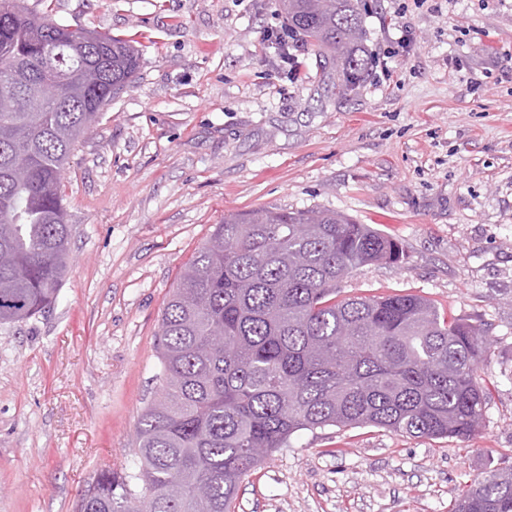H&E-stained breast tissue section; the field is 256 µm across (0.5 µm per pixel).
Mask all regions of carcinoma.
I'll use <instances>...</instances> for the list:
<instances>
[{
    "mask_svg": "<svg viewBox=\"0 0 512 512\" xmlns=\"http://www.w3.org/2000/svg\"><path fill=\"white\" fill-rule=\"evenodd\" d=\"M294 41L320 77L353 91L368 75L361 0H279ZM49 31L51 61L69 73L61 103L34 111L14 92L0 112V325L26 323L57 299L70 260L63 172L81 136L132 83L129 41L69 28L21 0H0V75H37L46 59L28 37ZM15 167L25 180L11 178ZM403 250L367 224L329 210L224 216L172 288L160 324L161 393L137 427L139 471L101 468L75 512H230L253 449L288 447L301 430L371 425L428 438L469 439L488 395L475 378L481 326L448 318L409 294L339 297L353 271L400 262ZM224 337L213 344V333ZM144 482L136 496L129 483ZM452 512H512V469L460 494Z\"/></svg>",
    "mask_w": 512,
    "mask_h": 512,
    "instance_id": "1",
    "label": "carcinoma"
}]
</instances>
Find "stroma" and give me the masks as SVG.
I'll use <instances>...</instances> for the list:
<instances>
[{
	"instance_id": "obj_1",
	"label": "stroma",
	"mask_w": 512,
	"mask_h": 512,
	"mask_svg": "<svg viewBox=\"0 0 512 512\" xmlns=\"http://www.w3.org/2000/svg\"><path fill=\"white\" fill-rule=\"evenodd\" d=\"M363 2L369 75L343 92L269 47L277 0H25L143 57L65 166L56 302L0 325V512H74L100 466L135 471L169 293L214 225L258 209L336 211L398 241L401 263L342 295H421L482 325L491 398L466 440L299 431L231 512H450L512 468V0Z\"/></svg>"
}]
</instances>
